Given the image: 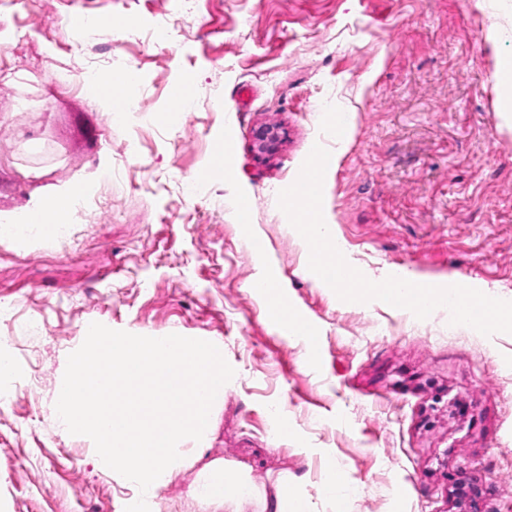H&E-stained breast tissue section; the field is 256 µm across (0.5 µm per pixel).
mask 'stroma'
I'll list each match as a JSON object with an SVG mask.
<instances>
[{
	"label": "stroma",
	"mask_w": 512,
	"mask_h": 512,
	"mask_svg": "<svg viewBox=\"0 0 512 512\" xmlns=\"http://www.w3.org/2000/svg\"><path fill=\"white\" fill-rule=\"evenodd\" d=\"M78 14L101 21L80 52ZM160 25L172 32L162 48ZM0 28L18 47L0 67V219L112 174L111 201L65 236L0 240L12 312L0 354L13 361L0 377L12 393L0 399V512H125L140 497L54 412L94 322L212 342L235 370L208 440L181 446L185 466L151 512H215L191 494L213 462L257 488L222 512H262L281 484L309 512H334L330 457L359 489L347 512H455L465 480L471 512H512V334L451 324L443 307L419 320L340 301L305 273L277 204L322 142L324 219L353 262L512 301V130L497 80L512 0H0ZM92 68L136 70L150 111L111 122L78 82ZM180 84L189 123L158 124ZM265 124L281 135L270 155L254 148ZM217 155L224 177L186 194ZM269 271L314 328L316 359L255 289Z\"/></svg>",
	"instance_id": "stroma-1"
}]
</instances>
